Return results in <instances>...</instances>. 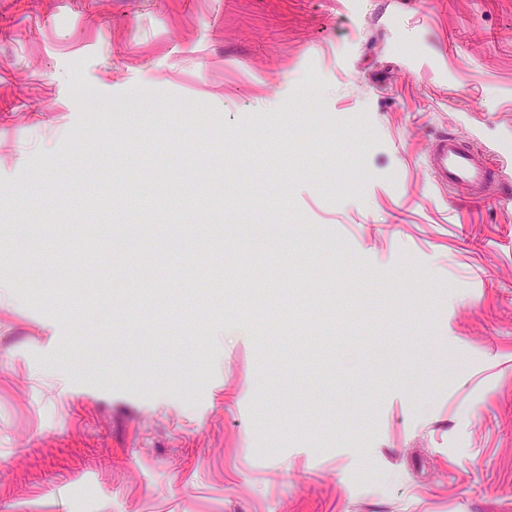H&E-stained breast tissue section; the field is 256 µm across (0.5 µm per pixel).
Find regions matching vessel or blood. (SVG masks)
Returning <instances> with one entry per match:
<instances>
[{"instance_id":"b4317fda","label":"vessel or blood","mask_w":512,"mask_h":512,"mask_svg":"<svg viewBox=\"0 0 512 512\" xmlns=\"http://www.w3.org/2000/svg\"><path fill=\"white\" fill-rule=\"evenodd\" d=\"M438 185L452 186L466 184L483 189L496 180L495 165L478 161L473 148L454 136H439L429 156Z\"/></svg>"}]
</instances>
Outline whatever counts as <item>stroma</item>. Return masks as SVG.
<instances>
[{
  "label": "stroma",
  "instance_id": "1",
  "mask_svg": "<svg viewBox=\"0 0 512 512\" xmlns=\"http://www.w3.org/2000/svg\"><path fill=\"white\" fill-rule=\"evenodd\" d=\"M444 133L512 153V0H0V512H512Z\"/></svg>",
  "mask_w": 512,
  "mask_h": 512
}]
</instances>
